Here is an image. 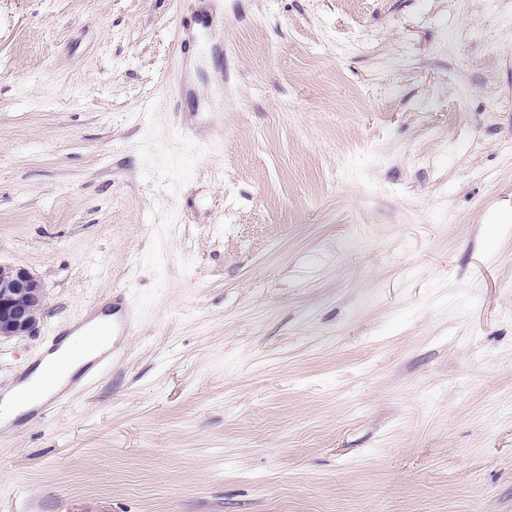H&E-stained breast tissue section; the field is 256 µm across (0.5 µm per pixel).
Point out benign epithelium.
<instances>
[{
  "instance_id": "1",
  "label": "benign epithelium",
  "mask_w": 512,
  "mask_h": 512,
  "mask_svg": "<svg viewBox=\"0 0 512 512\" xmlns=\"http://www.w3.org/2000/svg\"><path fill=\"white\" fill-rule=\"evenodd\" d=\"M44 311L40 279L26 267L0 264V337L33 335Z\"/></svg>"
}]
</instances>
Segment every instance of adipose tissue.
Instances as JSON below:
<instances>
[{
  "mask_svg": "<svg viewBox=\"0 0 512 512\" xmlns=\"http://www.w3.org/2000/svg\"><path fill=\"white\" fill-rule=\"evenodd\" d=\"M111 346V315H95L77 327L54 350L44 351L24 380L0 393V404L10 409L0 417V425L9 426L14 417L42 407Z\"/></svg>",
  "mask_w": 512,
  "mask_h": 512,
  "instance_id": "1",
  "label": "adipose tissue"
}]
</instances>
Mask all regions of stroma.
I'll return each mask as SVG.
<instances>
[{
	"mask_svg": "<svg viewBox=\"0 0 512 512\" xmlns=\"http://www.w3.org/2000/svg\"><path fill=\"white\" fill-rule=\"evenodd\" d=\"M0 263V512H512V0H0ZM44 288L28 268L0 264V337L31 336L45 311ZM112 347V312L98 313L77 327L58 347L46 349L28 376L3 390V406L9 415L0 417L7 428L17 416L46 404L57 393L75 383L84 369Z\"/></svg>",
	"mask_w": 512,
	"mask_h": 512,
	"instance_id": "stroma-1",
	"label": "stroma"
}]
</instances>
